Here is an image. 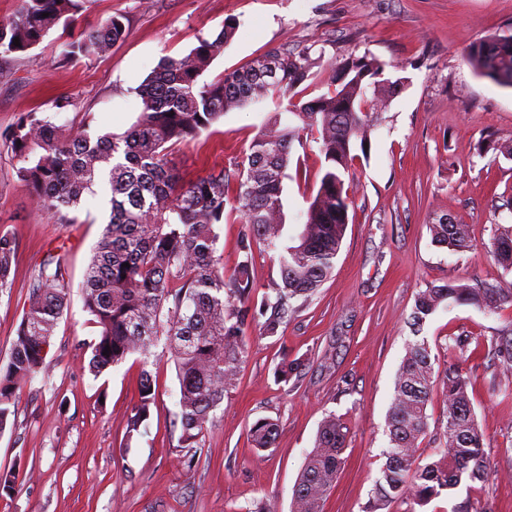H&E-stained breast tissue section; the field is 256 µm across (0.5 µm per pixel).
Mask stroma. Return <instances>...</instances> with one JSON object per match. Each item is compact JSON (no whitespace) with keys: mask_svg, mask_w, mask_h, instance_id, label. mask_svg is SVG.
Here are the masks:
<instances>
[{"mask_svg":"<svg viewBox=\"0 0 512 512\" xmlns=\"http://www.w3.org/2000/svg\"><path fill=\"white\" fill-rule=\"evenodd\" d=\"M127 33L104 57L65 64L59 31L12 64L0 81V139L27 112L91 136L128 130L142 110L135 89L166 58L212 38L225 18L239 22L204 74L212 81L273 47L310 49L324 68L372 55L386 76L404 77L372 130L369 156L346 179L349 224L334 270L316 294L266 335L245 332L239 380L224 396L202 439L194 468L175 455L179 433L169 416L179 390L173 362L152 366L156 406L146 432L126 438L138 399V356L89 373L87 348L98 334L81 285L109 219V194L85 196L74 224L38 212L0 143V231L18 245L13 284L0 292V364L7 363L30 285L48 249L60 247L69 301L60 317L45 374L19 390L13 425L0 433V512H255L265 502L290 512L293 491L318 427L333 414L348 427L344 464L323 512H363L388 446L386 415L395 375L412 334L406 324L427 283H490L506 293L492 313L456 305L423 329L431 346L466 334L480 343L467 363L476 377L470 398L486 436L490 475L462 482L435 499L432 512L468 500L481 512H512V383L498 374L491 342L512 330V271L490 255L498 225L512 224V159L489 139H512V86L480 76L466 54L489 36L512 33V0H94L78 28L114 14ZM271 104L227 112L199 138L174 146L168 159L184 181L234 170ZM320 157L308 152L285 180L284 233L298 234L317 190ZM465 225L472 248L452 254L431 243L439 218ZM294 364L288 382L282 363ZM277 421L274 448H252L258 419Z\"/></svg>","mask_w":512,"mask_h":512,"instance_id":"obj_1","label":"stroma"}]
</instances>
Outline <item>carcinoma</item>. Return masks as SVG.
<instances>
[{
    "label": "carcinoma",
    "mask_w": 512,
    "mask_h": 512,
    "mask_svg": "<svg viewBox=\"0 0 512 512\" xmlns=\"http://www.w3.org/2000/svg\"><path fill=\"white\" fill-rule=\"evenodd\" d=\"M91 0H20L8 20H0V63L21 60L51 31L62 28L59 60L79 62L103 56L126 32L125 16L112 15L96 27L73 32L76 19ZM47 17H42V14ZM238 26L227 18L212 40L202 38L189 53L162 61L137 87L143 110L123 134L91 139L82 127L64 128L35 112L21 115L5 135L15 160V175L42 213L72 224L69 211L97 184L110 194V215L87 266L84 307L99 328L89 343V371L105 370L139 355L142 370L139 401L127 416V441L148 426L156 399L146 369L153 348L164 342L179 380L173 425L180 427L179 462L196 464L197 448L238 376L245 353L247 327L264 319L275 335L295 313V302L308 301L332 273L345 237L352 201L345 176L367 154L370 131L378 119L374 101L396 92L400 79L384 77L385 64L375 57L351 58L327 84V91L301 102V86L319 76L318 59L309 49L271 48L250 64L207 82L203 74ZM20 45H13V39ZM467 59L493 81L490 63L512 76V35H493L473 45ZM270 100L268 112L249 153L234 175L214 170L188 184L180 183L166 150L197 139L224 114ZM316 144L322 158L319 186L304 213L298 235L286 241L283 182L288 178L293 145ZM247 225L232 275L224 276L216 228L234 214ZM433 245L466 252L467 231L441 218L429 225ZM277 263L280 282L258 294L254 252ZM490 254L512 270V225L497 228ZM15 240L0 233V290L12 286ZM66 271L49 250L31 283L27 307L6 366H0V432L6 429L21 385L45 371L54 329L68 294ZM503 289L489 283L433 282L414 298L410 325L419 332L426 319L453 300L487 312L498 309ZM474 338L448 337L447 362L435 373L438 355L427 340L407 344L390 402L386 461L374 481L365 512H388L396 502L407 512H425L432 500L462 481L483 482L489 475L485 436L469 396L475 378L464 368ZM499 366L512 372V336L497 339ZM441 394L442 440L429 460L420 463V442L428 430L427 406ZM278 424L257 420L250 429L253 448L274 447ZM347 431L336 415L325 417L312 450L296 480L292 512H322L344 462Z\"/></svg>",
    "instance_id": "obj_1"
}]
</instances>
